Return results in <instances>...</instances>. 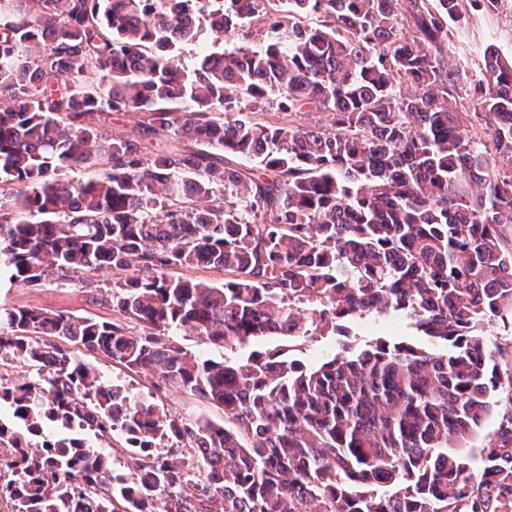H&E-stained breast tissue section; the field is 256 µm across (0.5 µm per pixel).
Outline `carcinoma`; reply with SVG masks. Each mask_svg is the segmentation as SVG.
<instances>
[{
    "mask_svg": "<svg viewBox=\"0 0 512 512\" xmlns=\"http://www.w3.org/2000/svg\"><path fill=\"white\" fill-rule=\"evenodd\" d=\"M507 2L0 0V280L110 269L123 317L0 307V366L34 370L0 376L10 512H138L141 493L158 512H512V354L494 339L512 329V57L448 62L470 12ZM209 29L238 43L180 57ZM312 110L327 129L295 125ZM114 112L140 120L104 140ZM368 313L445 349L379 340L307 367L170 339L247 346ZM57 337L159 370L224 425L159 411ZM493 414L475 470L463 449ZM114 433L129 475L91 442ZM184 448L186 466L164 457ZM172 274L176 277L203 281L217 286L224 284L225 279L224 270L203 266L177 268L172 271ZM171 339L176 345L188 353L203 358H211L215 361L229 360L231 362L244 361L249 353L258 349L256 347L227 346L219 347L211 344L208 340L185 332H178Z\"/></svg>",
    "mask_w": 512,
    "mask_h": 512,
    "instance_id": "obj_1",
    "label": "carcinoma"
}]
</instances>
